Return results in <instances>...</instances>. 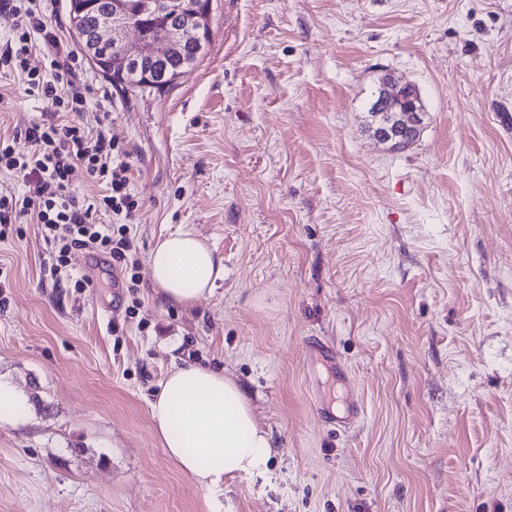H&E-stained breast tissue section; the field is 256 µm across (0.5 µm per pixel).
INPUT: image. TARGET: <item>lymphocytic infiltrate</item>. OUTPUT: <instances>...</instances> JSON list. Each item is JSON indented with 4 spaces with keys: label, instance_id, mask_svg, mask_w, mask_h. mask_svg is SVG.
<instances>
[{
    "label": "lymphocytic infiltrate",
    "instance_id": "lymphocytic-infiltrate-1",
    "mask_svg": "<svg viewBox=\"0 0 512 512\" xmlns=\"http://www.w3.org/2000/svg\"><path fill=\"white\" fill-rule=\"evenodd\" d=\"M48 0H0V8L15 18L12 37L0 50V72L23 77L30 95L51 102L56 111L80 112L86 104L83 86L71 63L70 51L57 38L47 20ZM40 35L49 58L50 73L30 68L33 35ZM29 152L20 153L0 138V170L16 177L21 192H0V235L23 219H35L52 248L55 270L65 269L72 252H100L125 261L130 248L125 227L99 224L97 212H132L136 206L128 191V166L111 137L93 134L74 122L39 120L24 132ZM105 185L96 202L79 203L73 187L76 169Z\"/></svg>",
    "mask_w": 512,
    "mask_h": 512
}]
</instances>
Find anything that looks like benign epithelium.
I'll use <instances>...</instances> for the list:
<instances>
[{
    "label": "benign epithelium",
    "instance_id": "1",
    "mask_svg": "<svg viewBox=\"0 0 512 512\" xmlns=\"http://www.w3.org/2000/svg\"><path fill=\"white\" fill-rule=\"evenodd\" d=\"M212 2L202 3L197 10L195 22L191 25H174L161 34V40L142 38L140 35L129 37L136 30L124 0H117L112 5V12L89 31L77 27L74 32L80 41L85 54L92 61L98 60V50L119 44L124 47L128 57L156 61L161 46L176 48L190 43L195 45V56L183 62V68L175 73L180 77L186 69L194 66L200 55L205 51L211 33ZM375 111L389 112V121L378 126L377 137L389 143L394 139L395 132L406 128L414 132L423 124L424 108L415 85L401 82L391 76H384L375 100Z\"/></svg>",
    "mask_w": 512,
    "mask_h": 512
}]
</instances>
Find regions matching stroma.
Listing matches in <instances>:
<instances>
[{"label":"stroma","instance_id":"stroma-1","mask_svg":"<svg viewBox=\"0 0 512 512\" xmlns=\"http://www.w3.org/2000/svg\"><path fill=\"white\" fill-rule=\"evenodd\" d=\"M48 15L87 90L63 120L124 151L138 261L54 272L37 225L0 237V512H512V0H212L211 43L160 91L116 88ZM389 73L425 107L413 146L368 110ZM0 77V136L49 116ZM195 233L224 265L191 306L147 256ZM89 287H75L79 278ZM333 347L336 362L310 354ZM224 371L274 454L199 488L150 404L173 365ZM358 401L346 431L322 422ZM26 399L7 382L0 380V423L17 425L28 414Z\"/></svg>","mask_w":512,"mask_h":512}]
</instances>
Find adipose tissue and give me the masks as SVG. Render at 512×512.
<instances>
[{
    "instance_id": "obj_1",
    "label": "adipose tissue",
    "mask_w": 512,
    "mask_h": 512,
    "mask_svg": "<svg viewBox=\"0 0 512 512\" xmlns=\"http://www.w3.org/2000/svg\"><path fill=\"white\" fill-rule=\"evenodd\" d=\"M148 265L157 293L186 306L210 292L223 272L214 252L188 231L162 239ZM150 413L166 455L203 489L267 467L269 436L242 388L223 371L193 364L172 369Z\"/></svg>"
}]
</instances>
